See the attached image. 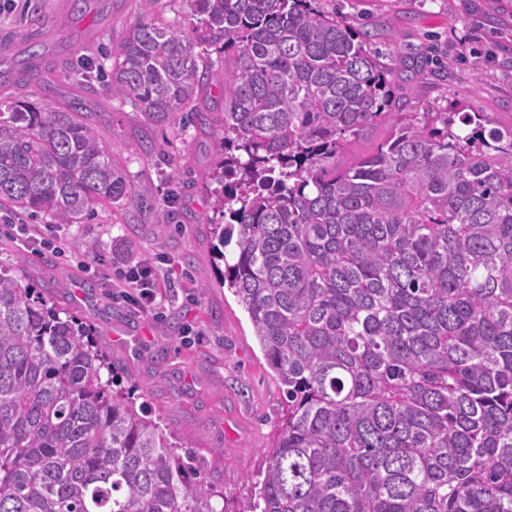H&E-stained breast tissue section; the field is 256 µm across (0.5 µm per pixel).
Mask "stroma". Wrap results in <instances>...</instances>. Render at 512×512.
Instances as JSON below:
<instances>
[{"instance_id": "stroma-1", "label": "stroma", "mask_w": 512, "mask_h": 512, "mask_svg": "<svg viewBox=\"0 0 512 512\" xmlns=\"http://www.w3.org/2000/svg\"><path fill=\"white\" fill-rule=\"evenodd\" d=\"M324 0L354 29L372 34L379 64L394 73L407 112H467L484 128L512 129V0ZM143 16L140 0H0V56L19 55L34 32L46 35L43 68L57 97L77 93L134 191L125 205L98 208L87 224L29 223L0 210V269L32 284L64 315L88 324L108 353L120 388L135 391L150 418L170 428L200 458L226 512L246 497L263 467L285 405L247 312L224 287V263L211 233L220 216L199 175L213 162L214 131L150 125L70 77L73 57L104 62ZM420 60V69L403 59ZM453 67H446L447 59ZM176 180H169L171 171ZM168 209L173 220L155 223ZM57 239L61 249L32 252L19 237ZM148 263L158 285L152 312L135 313L110 279L117 268ZM210 286L202 289L199 278Z\"/></svg>"}]
</instances>
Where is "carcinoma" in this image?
<instances>
[{
    "label": "carcinoma",
    "mask_w": 512,
    "mask_h": 512,
    "mask_svg": "<svg viewBox=\"0 0 512 512\" xmlns=\"http://www.w3.org/2000/svg\"><path fill=\"white\" fill-rule=\"evenodd\" d=\"M187 2L190 29L143 0L109 71L74 75L183 129L221 87L214 248L235 246L224 284L285 395L240 512H512V130L402 111L321 0ZM43 46L0 58V88L38 83ZM84 111L0 98V205L86 224L128 200ZM379 123L374 152L336 165ZM113 385L89 326L0 271V512H224Z\"/></svg>",
    "instance_id": "cac0c4a2"
}]
</instances>
